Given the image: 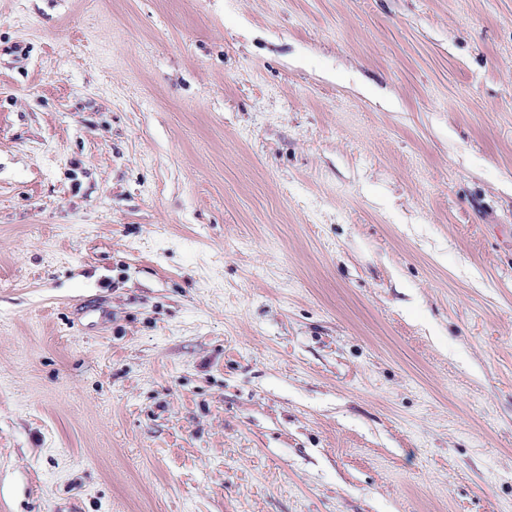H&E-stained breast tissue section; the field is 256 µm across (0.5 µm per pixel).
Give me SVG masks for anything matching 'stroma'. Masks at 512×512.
Instances as JSON below:
<instances>
[{"mask_svg": "<svg viewBox=\"0 0 512 512\" xmlns=\"http://www.w3.org/2000/svg\"><path fill=\"white\" fill-rule=\"evenodd\" d=\"M0 512H512V0H0Z\"/></svg>", "mask_w": 512, "mask_h": 512, "instance_id": "obj_1", "label": "stroma"}]
</instances>
